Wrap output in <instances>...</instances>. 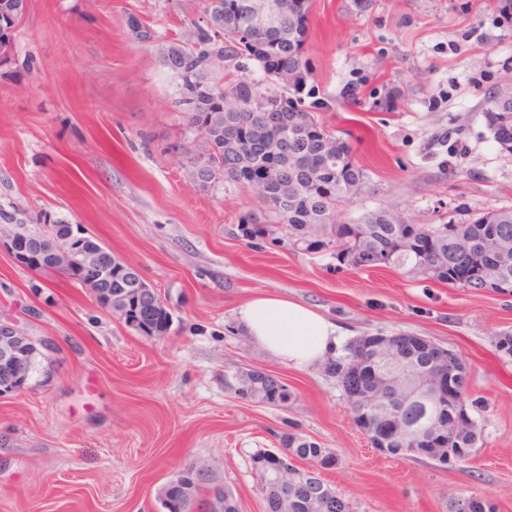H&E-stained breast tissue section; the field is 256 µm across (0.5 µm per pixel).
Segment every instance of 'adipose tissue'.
I'll return each mask as SVG.
<instances>
[{
    "instance_id": "ef3b65f1",
    "label": "adipose tissue",
    "mask_w": 512,
    "mask_h": 512,
    "mask_svg": "<svg viewBox=\"0 0 512 512\" xmlns=\"http://www.w3.org/2000/svg\"><path fill=\"white\" fill-rule=\"evenodd\" d=\"M237 319L258 346L299 371L323 361L336 344L334 322L284 295L252 296Z\"/></svg>"
}]
</instances>
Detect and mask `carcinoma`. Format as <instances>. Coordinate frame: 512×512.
I'll use <instances>...</instances> for the list:
<instances>
[{"mask_svg": "<svg viewBox=\"0 0 512 512\" xmlns=\"http://www.w3.org/2000/svg\"><path fill=\"white\" fill-rule=\"evenodd\" d=\"M270 2L269 24L257 31L248 16L258 0H208L206 20L212 24L197 27L196 39L169 46L160 60L176 80L186 127L205 138L203 184L218 179L235 184L262 205V216L240 218L242 236L261 239L283 232L294 245L324 251L352 267L394 265L460 288L512 293V208L477 212L454 224H426L424 232L432 239L423 249L403 239L402 216L396 212H370L355 224L338 221L341 207L361 192L366 175L354 163L348 143L316 117L318 102L308 104L301 97L309 74L304 44L310 0ZM205 53L217 55L215 68L196 66ZM485 116L490 131L512 124V95L493 97ZM0 220L14 225L19 237L54 243L48 231L26 230L36 219L24 210L0 209ZM109 261L112 280L107 281L99 266ZM492 261L497 277L488 281L484 267ZM126 265L106 247L97 265L78 255L55 271L100 295L117 296L112 313L127 325L136 322L132 329L166 335L171 315L159 309L144 316V302L154 295L125 289ZM346 358L371 377L382 373L390 378L386 392H364L350 402L355 420L370 426L378 445L413 451L436 444L471 454L480 432L473 420L457 421L466 411V371L460 359H442L433 349L414 344L393 360L378 359L372 351L356 358L348 346L344 354L324 360L326 373L336 376ZM439 369L448 372L454 386L446 398L419 387ZM235 393L282 409L293 401V392L271 373L245 381ZM279 445L298 461L336 459L331 449L296 432L282 433ZM288 494L296 498L292 512H350L339 492L321 480L303 484L295 468L288 472Z\"/></svg>", "mask_w": 512, "mask_h": 512, "instance_id": "obj_1", "label": "carcinoma"}]
</instances>
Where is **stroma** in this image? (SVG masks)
<instances>
[{
  "label": "stroma",
  "mask_w": 512,
  "mask_h": 512,
  "mask_svg": "<svg viewBox=\"0 0 512 512\" xmlns=\"http://www.w3.org/2000/svg\"><path fill=\"white\" fill-rule=\"evenodd\" d=\"M206 0H28L0 51V207L84 226L138 267L169 306L162 337L129 328L89 290L0 249V321L51 337L47 382L0 400V512H159L155 494L186 463L211 465L241 512H262L251 456L297 432L338 459L324 478L351 512H448L480 497L512 512V294L354 269L287 237L249 240L259 214L238 186H198L204 139L187 130L166 48L192 40ZM156 37L142 42L129 18ZM305 58L317 116L346 136L366 184L342 222L399 208L410 223L512 208V156L486 127L512 76V19L493 0H311ZM357 100L345 98L347 87ZM453 144L443 153L436 135ZM257 292L283 294L334 321L336 353L367 334L423 336L467 367L480 439L451 468L374 448L335 378L300 372L236 321ZM279 376L289 408L240 398L249 370Z\"/></svg>",
  "instance_id": "1"
}]
</instances>
